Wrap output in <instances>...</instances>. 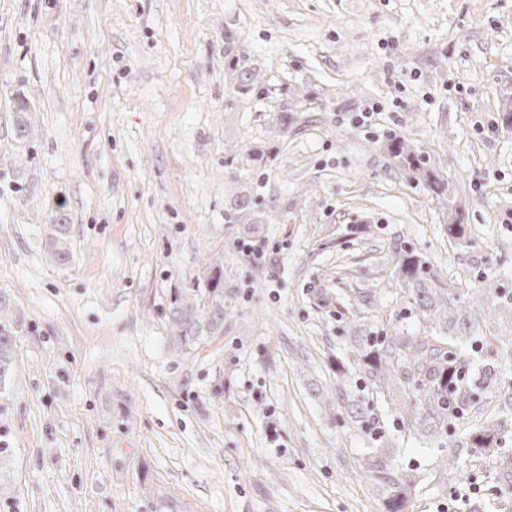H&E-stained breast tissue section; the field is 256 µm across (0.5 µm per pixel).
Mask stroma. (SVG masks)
Listing matches in <instances>:
<instances>
[{"mask_svg":"<svg viewBox=\"0 0 512 512\" xmlns=\"http://www.w3.org/2000/svg\"><path fill=\"white\" fill-rule=\"evenodd\" d=\"M510 109L512 0H0V291L30 328L0 402V494L15 512H381L378 446L416 468L413 512H512L492 461L458 457L443 488L441 443L333 369L351 337L426 332L397 248L441 285L512 288ZM394 136L448 181L466 245ZM236 191L253 222L228 217ZM59 202L66 266L45 243ZM216 258L224 333L176 347L170 295ZM228 42L225 43L224 54L225 57L228 58V67L232 70L233 75H235V80L237 84V89L240 93H246L251 87V74L249 70L241 68L239 66L240 57L239 55H232L234 50V42L230 43L232 36H225L224 38Z\"/></svg>","mask_w":512,"mask_h":512,"instance_id":"1","label":"stroma"}]
</instances>
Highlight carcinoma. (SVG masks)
<instances>
[{
    "instance_id": "obj_1",
    "label": "carcinoma",
    "mask_w": 512,
    "mask_h": 512,
    "mask_svg": "<svg viewBox=\"0 0 512 512\" xmlns=\"http://www.w3.org/2000/svg\"><path fill=\"white\" fill-rule=\"evenodd\" d=\"M224 54L235 75L237 89L251 87L249 70L239 66L231 37H225ZM391 158L405 173L421 176L436 195L438 203L448 201V185L429 165L425 151L403 139L388 145ZM251 201L240 194L230 201V217L242 220ZM69 224L64 205L55 211L52 225L53 260L67 266L72 253L67 247ZM468 225L457 219L448 225V240L461 245L469 239ZM393 273L407 285L406 304L424 323L445 325V330L416 336L404 335L392 327L379 336H357L353 365L364 370L367 381L381 394L395 388L404 399L397 425L409 432L455 438L454 454L469 458H489L507 477L505 488L512 491V451L501 443L504 432L500 419L512 414V330L505 334L480 333L478 315L485 309L505 312L512 309V292L496 284L484 296L461 288H440L431 269L411 248L393 252ZM224 265L215 264L206 278L188 292H178L169 309V336L182 346L193 347L224 334ZM25 324L11 301L0 292V395L15 370V350ZM497 401L498 412L485 414L487 400ZM351 422L361 424L370 408L362 401L347 405ZM471 417L470 430L457 433L461 419ZM368 472L381 487L384 512H408L416 487L414 469L395 465L394 460L375 448L369 451Z\"/></svg>"
}]
</instances>
